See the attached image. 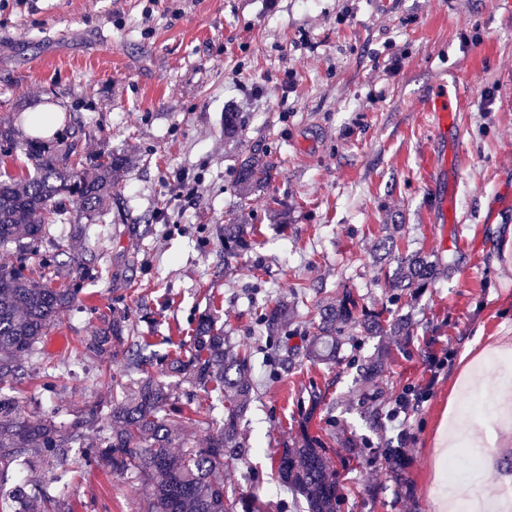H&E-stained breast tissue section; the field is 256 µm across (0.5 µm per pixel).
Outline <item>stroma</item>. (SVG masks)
Masks as SVG:
<instances>
[{
	"mask_svg": "<svg viewBox=\"0 0 512 512\" xmlns=\"http://www.w3.org/2000/svg\"><path fill=\"white\" fill-rule=\"evenodd\" d=\"M447 87L459 110L440 136L425 98ZM57 111L52 146L75 124L93 158L124 155L120 209L94 224H58L103 274L52 326L13 382L15 413L75 412L133 386L132 340L115 357L83 341L126 315L152 351L173 352L211 314L251 346L254 398L241 424L254 447L224 469V493L303 512L273 454L318 436L336 470L340 512H439L437 431L467 394L491 396L489 351L512 348V0H0V121L25 140L20 113ZM238 113L234 131L224 115ZM272 167L241 193V161ZM448 181V221L433 203ZM199 196L179 195L182 179ZM245 225L249 246L228 254L223 229ZM439 260L407 303L388 292L392 266L377 245ZM303 290L294 321L268 336L259 314ZM369 309H396L406 336L342 338L335 362L304 355V322L343 290ZM294 350L283 373L278 357ZM454 358L432 375L436 356ZM380 360L372 380L364 364ZM431 384L412 413L406 483L382 460L397 396ZM322 403L311 408V389ZM488 441L483 490L512 493V422H466ZM61 470L73 512H135L145 488L131 475L81 464Z\"/></svg>",
	"mask_w": 512,
	"mask_h": 512,
	"instance_id": "1",
	"label": "stroma"
}]
</instances>
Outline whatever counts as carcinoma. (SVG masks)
<instances>
[{"instance_id":"cac0c4a2","label":"carcinoma","mask_w":512,"mask_h":512,"mask_svg":"<svg viewBox=\"0 0 512 512\" xmlns=\"http://www.w3.org/2000/svg\"><path fill=\"white\" fill-rule=\"evenodd\" d=\"M83 128L61 149L40 150L18 141L14 128L0 124V147L28 152L33 173L0 180V246L15 245L20 254L16 265L0 264V386L16 378L38 343L61 315L73 307L79 295L66 264L40 257L26 264V255L42 243L54 256L69 252V243L52 237V226L63 219L65 202L77 206L75 220L93 224L112 208V191L126 162L118 155L92 159L79 148ZM269 164L260 157L242 161L238 184L251 190L264 183ZM244 225H224V251L242 243ZM384 256L395 263L388 281L392 300L408 298L435 278L437 264L418 252H398L396 238L382 239ZM355 298L347 290L341 299L318 309L306 321L311 336L308 355L318 361L336 360L339 337L355 325L364 336L409 335L402 318L388 320L381 311L354 315ZM288 304L283 302L261 313L267 333L275 334L286 322ZM131 331L127 317L112 320L108 330L94 333L84 349L96 357L109 354ZM252 348L231 341L224 329L208 317L200 319L189 342H181L172 356L140 358L132 366L144 373L134 388L112 398L107 419L90 406L64 428L49 416L19 418L0 399V471L18 460L32 471H50L66 460L72 448L83 449L85 464L139 478L148 487L140 512H269L268 504L254 498L224 497V466L249 454L241 422L250 404ZM157 367L179 375L182 381L206 394H216L224 403V421L216 434L203 440L197 430L210 426L195 398L187 401L188 413L174 414L173 390L156 380L149 369ZM282 482L306 505V512H339L336 471L321 440L304 441L297 448L282 449L276 458ZM28 481L15 489L18 512H62L63 494L45 491L36 497L25 491Z\"/></svg>"}]
</instances>
